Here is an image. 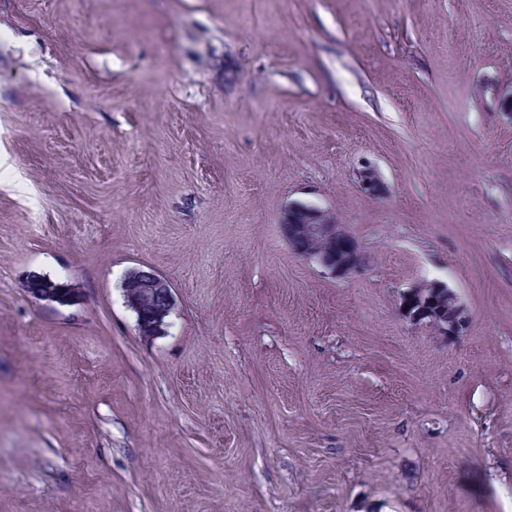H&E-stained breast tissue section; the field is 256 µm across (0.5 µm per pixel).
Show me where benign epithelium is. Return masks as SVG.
Returning a JSON list of instances; mask_svg holds the SVG:
<instances>
[{
    "label": "benign epithelium",
    "instance_id": "obj_1",
    "mask_svg": "<svg viewBox=\"0 0 512 512\" xmlns=\"http://www.w3.org/2000/svg\"><path fill=\"white\" fill-rule=\"evenodd\" d=\"M363 189L373 195L384 191V184L377 171L371 167L365 168L360 174ZM324 210L304 202H292L286 206L279 217L280 229L285 238H290L288 225L307 224L311 235L320 236L324 233L336 237V249H318L315 247L298 246L293 251L299 257L316 263L322 271L333 277L343 278L360 271L364 267L365 257L354 238L341 226H322ZM124 283H133L148 293L159 298L161 308L154 324L155 334L165 332L167 323L163 318L170 315L174 308V296L168 280L152 269H134L124 278ZM432 293H448L454 299L453 307L448 316L442 318L439 330L448 336H459L467 329L468 315L456 293L443 282L435 281L429 284ZM28 293L40 301L63 304L65 298L62 289L51 280L34 276L28 284ZM400 310L408 320L419 324L433 323L430 296L416 289H410L401 294Z\"/></svg>",
    "mask_w": 512,
    "mask_h": 512
}]
</instances>
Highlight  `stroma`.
I'll return each mask as SVG.
<instances>
[{"instance_id": "35a3bbf8", "label": "stroma", "mask_w": 512, "mask_h": 512, "mask_svg": "<svg viewBox=\"0 0 512 512\" xmlns=\"http://www.w3.org/2000/svg\"><path fill=\"white\" fill-rule=\"evenodd\" d=\"M510 87L512 0H0V512H512ZM324 212L308 203L291 202L282 210L278 221L283 236L288 242L291 237L288 224H308L312 236L327 232L329 237H335L336 226V239L333 241L336 251L308 246L290 247L296 255L316 263L325 274L333 278H343L359 272L364 267V254L354 238L340 224L329 226L327 230L321 225ZM127 283H134L138 288H143L152 294L142 293L137 288H129L131 300L138 306L145 317V327L152 324L156 310L159 308V304L154 296L160 299L161 308L156 316L157 321L154 327L155 335L164 333L167 322H163L162 319L170 315L174 308V296L169 281L152 269L139 268L131 270L125 276L124 285L126 286ZM28 293L40 301L64 304L65 298L62 289L51 280L33 276L28 284ZM432 288V294L448 292V296L454 299L453 307L448 314L450 302L447 297H436L435 308L442 309L447 317L442 318L441 325L438 326L444 336H460L467 329L468 315L465 307L460 302L456 293L443 282L435 281L428 286ZM430 295L420 293L417 289H410L401 294L400 310L408 320L419 324H432V311Z\"/></svg>"}]
</instances>
